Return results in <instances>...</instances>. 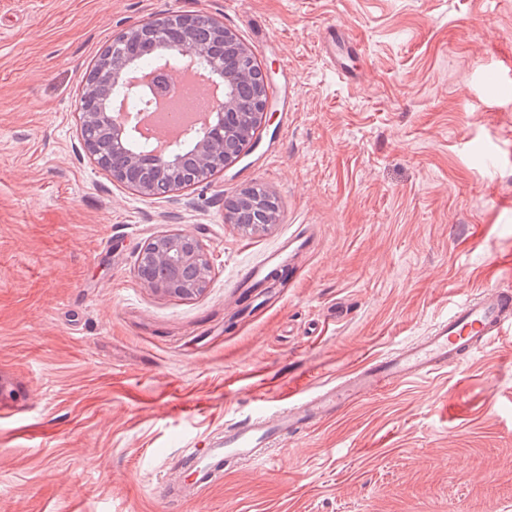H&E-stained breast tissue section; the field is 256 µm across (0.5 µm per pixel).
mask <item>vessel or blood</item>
Here are the masks:
<instances>
[{"label":"vessel or blood","instance_id":"1","mask_svg":"<svg viewBox=\"0 0 512 512\" xmlns=\"http://www.w3.org/2000/svg\"><path fill=\"white\" fill-rule=\"evenodd\" d=\"M512 329V290L484 287L466 298L420 340L378 357H369L332 383L308 394L289 393L276 408L225 426L222 437L202 436L185 449L180 474L190 484L220 481L229 462L271 458L288 437L336 418L368 394L426 378L448 368Z\"/></svg>","mask_w":512,"mask_h":512}]
</instances>
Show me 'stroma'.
<instances>
[{
	"instance_id": "1",
	"label": "stroma",
	"mask_w": 512,
	"mask_h": 512,
	"mask_svg": "<svg viewBox=\"0 0 512 512\" xmlns=\"http://www.w3.org/2000/svg\"><path fill=\"white\" fill-rule=\"evenodd\" d=\"M222 21L271 75L240 160L145 197L81 148L79 99L124 29ZM360 41L338 73L320 41ZM276 201L248 234L228 206ZM211 261L146 288L172 232ZM270 299L245 268L296 237ZM512 0H0V512H512V338L370 395L186 499L171 459L292 385L333 381L512 288ZM247 198L243 200H235L232 202L231 209L232 213L234 215L235 224L240 225L244 230L248 231H255L254 227H249L250 225H256V224H244L240 222V213L244 210L245 207H251L252 210L258 211L260 214L266 213L267 218L271 223L268 224H260L259 227H267L269 224H273L277 218V211L278 207L276 202L273 200L271 201L268 197V195L262 190V189H250L246 191ZM248 201V206L244 205V202ZM268 221V222H269ZM168 243L163 254L155 252L156 274L138 271L148 288L161 295L193 296L203 293L210 281V260L202 242L195 236L182 233H168L158 237ZM179 285L183 288H174ZM180 289V294L177 293Z\"/></svg>"
}]
</instances>
